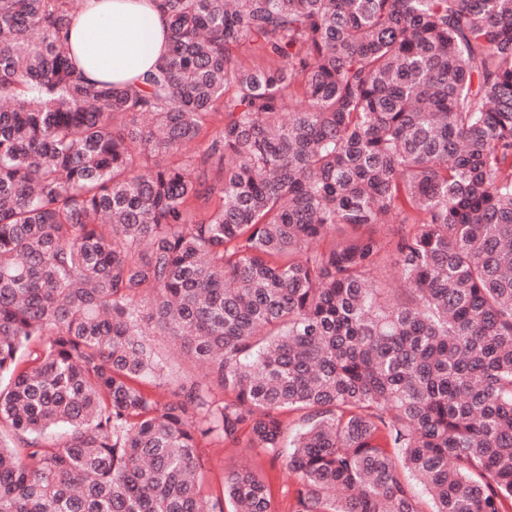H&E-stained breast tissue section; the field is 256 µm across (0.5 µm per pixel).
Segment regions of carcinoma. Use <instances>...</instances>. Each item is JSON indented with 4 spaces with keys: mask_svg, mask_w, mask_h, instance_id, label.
<instances>
[{
    "mask_svg": "<svg viewBox=\"0 0 512 512\" xmlns=\"http://www.w3.org/2000/svg\"><path fill=\"white\" fill-rule=\"evenodd\" d=\"M74 2L0 0V512H274L215 439L292 512H512V0H163L122 85ZM152 342L163 362L173 372L202 374V369L189 362L178 342L168 336H152ZM200 455L205 463V487L209 492L219 491L224 483L225 474L241 460L248 458L250 464L268 479L275 512H289L292 499L288 494V488L293 489V479L288 476L280 462L273 463L268 457L251 448L224 447L221 442L200 448Z\"/></svg>",
    "mask_w": 512,
    "mask_h": 512,
    "instance_id": "cac0c4a2",
    "label": "carcinoma"
}]
</instances>
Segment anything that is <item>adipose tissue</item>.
I'll return each mask as SVG.
<instances>
[{"instance_id": "adipose-tissue-1", "label": "adipose tissue", "mask_w": 512, "mask_h": 512, "mask_svg": "<svg viewBox=\"0 0 512 512\" xmlns=\"http://www.w3.org/2000/svg\"><path fill=\"white\" fill-rule=\"evenodd\" d=\"M163 0H86L71 30L82 73L123 83L142 77L167 51Z\"/></svg>"}]
</instances>
